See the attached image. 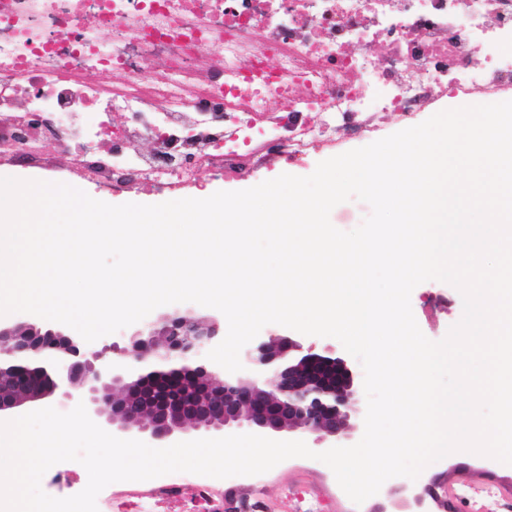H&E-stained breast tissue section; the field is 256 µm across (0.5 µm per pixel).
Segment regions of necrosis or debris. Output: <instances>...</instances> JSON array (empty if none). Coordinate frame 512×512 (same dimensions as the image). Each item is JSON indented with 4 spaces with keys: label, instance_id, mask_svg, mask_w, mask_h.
Listing matches in <instances>:
<instances>
[{
    "label": "necrosis or debris",
    "instance_id": "necrosis-or-debris-1",
    "mask_svg": "<svg viewBox=\"0 0 512 512\" xmlns=\"http://www.w3.org/2000/svg\"><path fill=\"white\" fill-rule=\"evenodd\" d=\"M508 43L512 0H0V155L62 147L102 199L135 179L180 191L247 152L302 166L313 138L361 135L372 113L511 96ZM282 102L313 117L285 142ZM150 127L165 157L129 153ZM164 487L162 504L212 512L205 479Z\"/></svg>",
    "mask_w": 512,
    "mask_h": 512
}]
</instances>
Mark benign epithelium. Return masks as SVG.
I'll use <instances>...</instances> for the list:
<instances>
[{
    "mask_svg": "<svg viewBox=\"0 0 512 512\" xmlns=\"http://www.w3.org/2000/svg\"><path fill=\"white\" fill-rule=\"evenodd\" d=\"M223 337L217 323L175 313L135 334L128 362L105 367L79 336L1 321L0 420L61 393L106 425L160 443L188 426L319 436L345 428L355 391L342 358L272 338L247 344L244 369L230 373L202 358Z\"/></svg>",
    "mask_w": 512,
    "mask_h": 512,
    "instance_id": "obj_1",
    "label": "benign epithelium"
}]
</instances>
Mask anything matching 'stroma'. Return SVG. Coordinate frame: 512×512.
I'll use <instances>...</instances> for the list:
<instances>
[{
  "label": "stroma",
  "mask_w": 512,
  "mask_h": 512,
  "mask_svg": "<svg viewBox=\"0 0 512 512\" xmlns=\"http://www.w3.org/2000/svg\"><path fill=\"white\" fill-rule=\"evenodd\" d=\"M407 124L400 120L397 113L382 112L377 118L375 132L358 139L339 138L335 146L315 145L306 165L294 167L286 160L261 167L259 173L235 171V173H218L202 168L196 174V185L192 195L212 194L217 191H238L288 173L307 176L314 172L317 164L328 158L347 151L369 145L379 139L406 129ZM12 172L27 179H43L49 182L66 183L80 186L78 170L73 166L66 150H49L38 158L17 153L0 161V171ZM440 283L430 280L417 285L411 293V307L422 333L430 340L439 341L446 337L449 329L457 324L463 311L460 293H453L448 309L434 311L428 305L429 297ZM262 335H273L289 339L302 347H314L320 351L330 352L333 356L344 358L354 375L355 394L350 402L349 417L345 429L335 436L315 438L302 436L300 431L280 432L283 441L305 440L308 447L316 452H323L337 446L356 444L364 433V416L366 413V395L363 388V369L354 357L348 356L341 342L332 337H318L299 333L278 324H269L262 328ZM482 481L491 480L500 486L512 489V465L502 464L492 458L474 454L467 459L451 455L438 460L424 469L422 481L435 480L448 483L458 475ZM307 478L317 485L333 501V512H415L412 494L404 490V478L397 477L381 487L380 491L366 499L362 504H355L339 486L331 468L325 463L305 458L293 457L276 465L260 476L259 489L269 501H277L282 484L299 478Z\"/></svg>",
  "instance_id": "1"
}]
</instances>
